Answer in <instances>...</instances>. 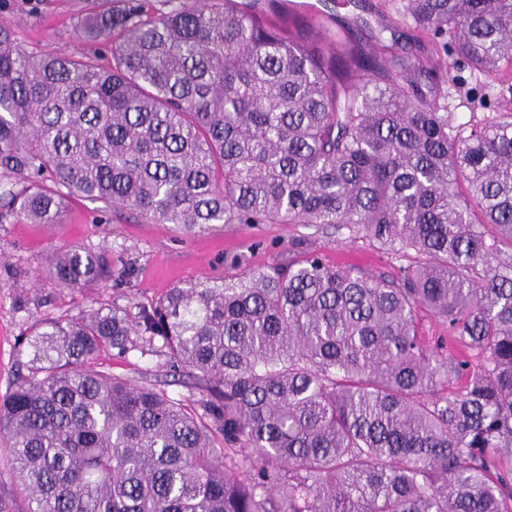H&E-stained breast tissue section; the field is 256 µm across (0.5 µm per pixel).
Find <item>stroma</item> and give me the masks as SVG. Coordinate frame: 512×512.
<instances>
[{"label":"stroma","mask_w":512,"mask_h":512,"mask_svg":"<svg viewBox=\"0 0 512 512\" xmlns=\"http://www.w3.org/2000/svg\"><path fill=\"white\" fill-rule=\"evenodd\" d=\"M86 0H0V22L11 25L34 54L70 56L94 53L102 65L111 55L104 43L83 42L77 16ZM328 16L349 21L355 37L367 38L390 26L393 12L383 0H327ZM448 110L454 123L482 119L496 103V91L469 69L448 65ZM72 245L104 253L120 276L106 286L72 291L58 287L45 267L46 255ZM316 252L329 265L356 272L398 274L391 259L371 239L319 224H215L187 233L173 224H154L124 210L106 211L97 204L71 199L62 223L43 226L0 208V396L17 376V354L24 333L39 318L76 315L90 307L134 309L159 301L185 281L210 283L250 269L296 261ZM131 276H124V269ZM101 371L137 377L166 373L159 345L118 356L101 352Z\"/></svg>","instance_id":"obj_1"}]
</instances>
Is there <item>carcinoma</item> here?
<instances>
[{"mask_svg": "<svg viewBox=\"0 0 512 512\" xmlns=\"http://www.w3.org/2000/svg\"><path fill=\"white\" fill-rule=\"evenodd\" d=\"M398 16L402 48L288 0H102L77 30L108 69L0 25V177L29 223L79 197L187 232L323 224L409 260L395 278L312 251L35 320L0 398L30 512H512V101L455 125L441 69L512 94V0ZM46 262L73 291L112 278L86 249ZM422 312L474 356L427 345ZM155 340L195 407L92 368Z\"/></svg>", "mask_w": 512, "mask_h": 512, "instance_id": "1", "label": "carcinoma"}]
</instances>
